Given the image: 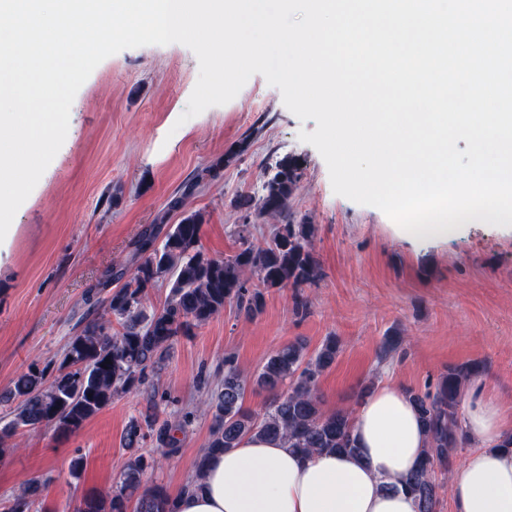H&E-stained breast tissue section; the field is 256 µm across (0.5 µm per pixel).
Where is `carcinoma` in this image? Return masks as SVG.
<instances>
[{"label": "carcinoma", "instance_id": "cac0c4a2", "mask_svg": "<svg viewBox=\"0 0 512 512\" xmlns=\"http://www.w3.org/2000/svg\"><path fill=\"white\" fill-rule=\"evenodd\" d=\"M245 143L224 153V158L203 168L173 195L167 212L143 229L118 269L99 282L112 290L101 309L87 320L80 334L67 345L63 360L52 376L29 368L14 381L3 402L16 403L10 420L0 424V452L15 447L13 440L25 429L52 424L62 432L76 431L112 404V399L138 388L162 369L172 342L207 324L234 304L248 316L259 313L265 302L264 290H293L294 310L307 311L301 290L322 277L314 251L315 227L291 210L290 201L302 176V161L285 156L267 171L259 200V214L275 221L269 241H252L248 224H237V251L217 258L200 246L202 215L185 210L186 200L217 170L243 152ZM181 212L176 224L166 223L167 213ZM166 285L169 294L162 306L147 309L150 291ZM120 330L112 331V323ZM404 337L399 329L384 337L379 362L402 351ZM340 348L336 337H327L317 351L307 355L300 342L289 343L270 355L255 378L270 393L265 411L259 415L244 407L249 379L231 353L224 355V380L203 405L211 413L209 441L195 462L200 477L214 453L236 447L247 434L282 438L301 455L331 450L338 455L358 453L351 413L344 409L326 412L317 395L319 377L335 363ZM481 360L450 366L435 384L423 391H408L427 435L428 447L415 470L402 480V488L417 502L418 512H437L439 485L432 479L434 467L449 466L459 448L469 444L460 422L459 409L466 386L481 376ZM154 414L133 419L125 432L130 455L109 495L80 499L73 512H172L170 498L160 486L144 483L154 460L140 451V444L155 435L158 445L173 453L178 440L173 425L155 426ZM41 485L30 482L11 502L7 512H27L30 497Z\"/></svg>", "mask_w": 512, "mask_h": 512}]
</instances>
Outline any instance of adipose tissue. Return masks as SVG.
<instances>
[{
  "label": "adipose tissue",
  "instance_id": "adipose-tissue-1",
  "mask_svg": "<svg viewBox=\"0 0 512 512\" xmlns=\"http://www.w3.org/2000/svg\"><path fill=\"white\" fill-rule=\"evenodd\" d=\"M503 410L479 401L463 427L475 444L449 480L455 512H512V451L499 449ZM354 457L303 456L280 440L243 436L214 454L201 480L173 500L174 512H418L399 482L426 446L406 393L381 384L353 412Z\"/></svg>",
  "mask_w": 512,
  "mask_h": 512
}]
</instances>
